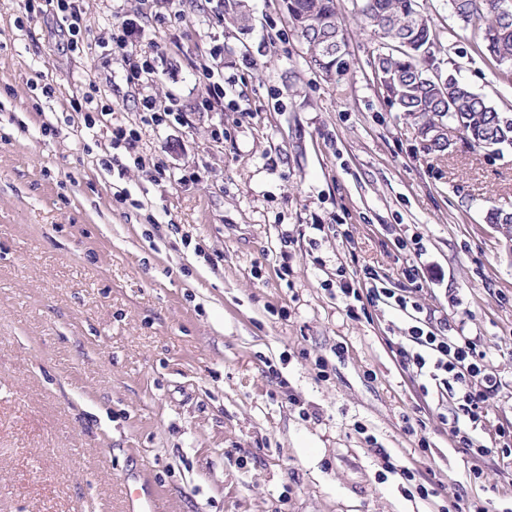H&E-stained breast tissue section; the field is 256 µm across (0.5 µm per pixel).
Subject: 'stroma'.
<instances>
[{
  "mask_svg": "<svg viewBox=\"0 0 512 512\" xmlns=\"http://www.w3.org/2000/svg\"><path fill=\"white\" fill-rule=\"evenodd\" d=\"M247 3L242 31L219 0L163 24L152 0H82L74 36L0 0V512H128L131 491L153 512H499L512 462L488 457L470 478L399 363L407 318L382 304L349 317L330 282L369 266L406 288L416 271L424 311L463 328L499 380L491 443L512 424V257L486 216L512 212V148H470L448 125L450 149L427 152L386 101L352 0L336 82L282 0ZM420 4L436 66L512 113L477 23ZM125 19L153 65L137 94L110 41ZM206 68L232 79L224 110L199 106ZM91 86L107 112L78 131L72 101ZM146 96L175 118L142 124ZM113 124L138 128L137 153L165 175L130 166ZM415 236L422 250L399 248ZM386 453L436 496H407Z\"/></svg>",
  "mask_w": 512,
  "mask_h": 512,
  "instance_id": "obj_1",
  "label": "stroma"
}]
</instances>
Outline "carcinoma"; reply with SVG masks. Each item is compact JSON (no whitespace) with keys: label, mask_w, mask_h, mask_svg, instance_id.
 <instances>
[{"label":"carcinoma","mask_w":512,"mask_h":512,"mask_svg":"<svg viewBox=\"0 0 512 512\" xmlns=\"http://www.w3.org/2000/svg\"><path fill=\"white\" fill-rule=\"evenodd\" d=\"M311 63L329 80L342 78L349 66L348 42L340 22L338 0H282ZM502 0H448L459 20L478 21L481 43L505 74H512V8ZM364 25L378 37L375 74L387 100L411 118L425 148L441 153L447 139L437 123H453L472 147L500 149L512 146V116L496 110L452 75L432 74L439 36L418 0H353ZM227 20L241 28L250 16L242 0H227ZM439 122H434V118ZM504 238L512 237V213L488 212Z\"/></svg>","instance_id":"obj_1"}]
</instances>
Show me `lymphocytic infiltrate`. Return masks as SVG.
<instances>
[{
    "label": "lymphocytic infiltrate",
    "instance_id": "lymphocytic-infiltrate-1",
    "mask_svg": "<svg viewBox=\"0 0 512 512\" xmlns=\"http://www.w3.org/2000/svg\"><path fill=\"white\" fill-rule=\"evenodd\" d=\"M345 297L368 304L383 303L415 321L407 329V343L399 347L401 363L423 395L448 400L449 412L440 416L455 447L475 460L471 472L481 478L479 460L491 454L512 457V425L500 427L492 445L482 443L478 431L489 414V400L496 389V375L489 370L485 353L477 351L464 332H450L448 327L420 319V305L412 289L385 288L379 284L377 271L367 268L357 285H341Z\"/></svg>",
    "mask_w": 512,
    "mask_h": 512
}]
</instances>
